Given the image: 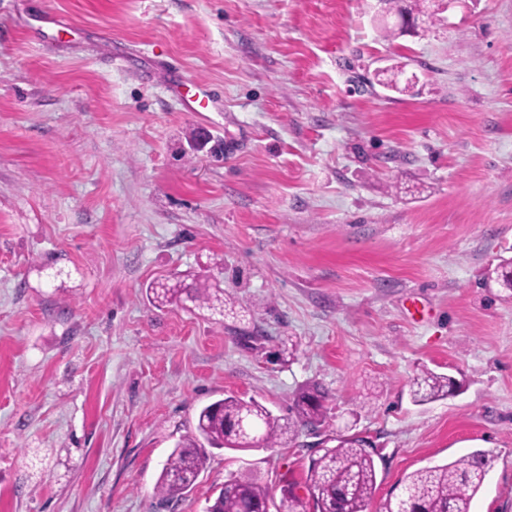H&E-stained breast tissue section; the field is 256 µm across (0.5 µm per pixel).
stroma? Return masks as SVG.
Instances as JSON below:
<instances>
[{"mask_svg":"<svg viewBox=\"0 0 512 512\" xmlns=\"http://www.w3.org/2000/svg\"><path fill=\"white\" fill-rule=\"evenodd\" d=\"M377 7L0 0V512H206L243 468L278 503L339 436L374 448L368 512L476 449L471 512H512V0L394 39ZM188 274L244 320L148 303ZM424 367L456 392L413 404ZM312 385L322 426L160 502L202 406Z\"/></svg>","mask_w":512,"mask_h":512,"instance_id":"1","label":"stroma"}]
</instances>
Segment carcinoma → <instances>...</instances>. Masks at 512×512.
Segmentation results:
<instances>
[{
  "instance_id": "obj_1",
  "label": "carcinoma",
  "mask_w": 512,
  "mask_h": 512,
  "mask_svg": "<svg viewBox=\"0 0 512 512\" xmlns=\"http://www.w3.org/2000/svg\"><path fill=\"white\" fill-rule=\"evenodd\" d=\"M149 302L162 309L190 304L196 309L224 312V290L197 279H157L146 288ZM456 380L423 368L414 376L410 395L425 405L448 397ZM326 394L317 386L294 400L293 415L279 417L259 401L227 396L203 406L194 431L180 438L169 454L155 485L156 495L167 503L189 493L205 470L206 448L251 450L277 448L294 442L302 427L325 421ZM493 455L475 450L450 463L419 468L410 473L390 497L386 512H471V503L489 474ZM377 472L366 440L353 436L337 439L312 460L307 477L309 500L288 489L279 508L286 512H367L376 488ZM270 512V496L258 473L246 469L231 474L207 512Z\"/></svg>"
}]
</instances>
